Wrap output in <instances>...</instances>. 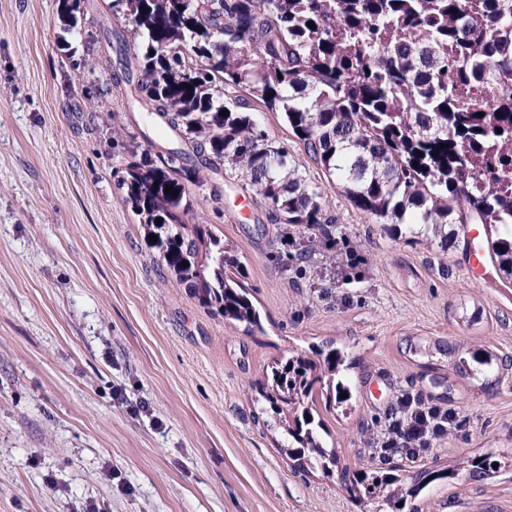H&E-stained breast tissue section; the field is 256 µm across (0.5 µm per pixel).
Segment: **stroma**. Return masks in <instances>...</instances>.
I'll return each mask as SVG.
<instances>
[{
	"instance_id": "1",
	"label": "stroma",
	"mask_w": 512,
	"mask_h": 512,
	"mask_svg": "<svg viewBox=\"0 0 512 512\" xmlns=\"http://www.w3.org/2000/svg\"><path fill=\"white\" fill-rule=\"evenodd\" d=\"M110 5L90 0L72 33L58 0H0V512H360L338 476L288 458L258 399L275 360L326 345L345 354L352 399L312 413L340 464L379 465L387 412L410 390L457 424L394 464L490 453L500 465L427 488L419 512H512V370L493 383L478 368L512 356V283L472 275L463 239L382 229L257 102V122L325 193L336 261L301 262L247 180L205 169L186 185L192 218L235 251L265 331L200 305L121 202L133 156L182 142L116 85Z\"/></svg>"
}]
</instances>
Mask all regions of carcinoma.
Listing matches in <instances>:
<instances>
[{"label":"carcinoma","instance_id":"carcinoma-1","mask_svg":"<svg viewBox=\"0 0 512 512\" xmlns=\"http://www.w3.org/2000/svg\"><path fill=\"white\" fill-rule=\"evenodd\" d=\"M59 6L76 31L84 0ZM112 13L135 39L123 82L185 145L128 162L123 202L157 236L150 247L176 283L224 320L264 332L234 251L189 220L185 181L196 171L226 165L247 177L286 227L333 223L321 187L253 121L254 101L282 113L310 160L383 228H447L446 245L456 226L483 224L495 270L512 278V232L499 234L512 228V0H112ZM228 88L239 95L226 100ZM342 365L340 352L319 349L271 366L262 399L288 457L337 471L373 512H418L397 503L456 470L352 474L322 445L307 403L348 402ZM493 463L463 460L474 480L497 472Z\"/></svg>","mask_w":512,"mask_h":512}]
</instances>
